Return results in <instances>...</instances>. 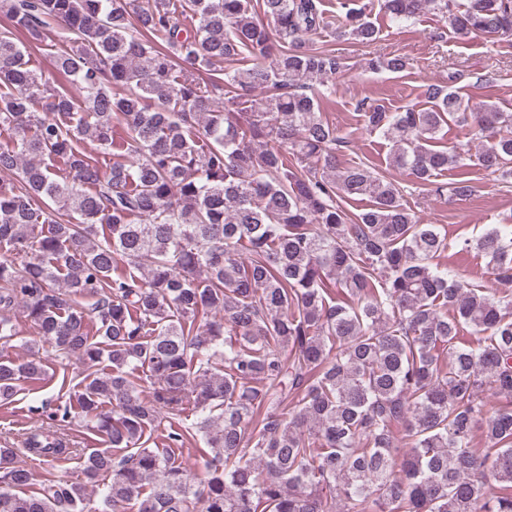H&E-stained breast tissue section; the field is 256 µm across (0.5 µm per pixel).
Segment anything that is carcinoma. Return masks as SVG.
Returning a JSON list of instances; mask_svg holds the SVG:
<instances>
[{"label": "carcinoma", "mask_w": 512, "mask_h": 512, "mask_svg": "<svg viewBox=\"0 0 512 512\" xmlns=\"http://www.w3.org/2000/svg\"><path fill=\"white\" fill-rule=\"evenodd\" d=\"M378 3L398 25L431 11L459 41L512 36V0ZM0 10L31 44L60 26L55 68L80 92L53 89L0 31V348L20 308L56 356L81 360L51 420L78 416L107 445L84 454V480L46 478L32 495L14 492L28 470L0 466V512H92L88 485L107 475L102 512H512V294L437 263L447 234L418 223L392 179L341 160L314 91L347 67L309 39L329 26L322 0ZM340 11L338 37L378 39L359 0ZM428 98L361 104L393 165L434 196H472L469 179L434 181L469 155L441 142L453 122L511 185L512 110L442 86ZM88 140L117 160L99 166ZM361 197L369 208L347 209ZM462 249L512 283L511 224ZM52 378L45 360L3 358L0 401ZM193 430L209 448L200 488L147 446ZM23 448L48 464L73 453L52 426Z\"/></svg>", "instance_id": "cac0c4a2"}]
</instances>
